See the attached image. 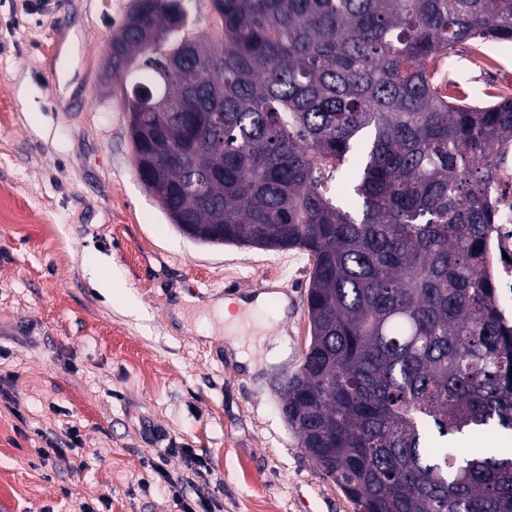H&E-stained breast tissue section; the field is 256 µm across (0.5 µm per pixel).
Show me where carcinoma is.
<instances>
[{"label":"carcinoma","instance_id":"cac0c4a2","mask_svg":"<svg viewBox=\"0 0 512 512\" xmlns=\"http://www.w3.org/2000/svg\"><path fill=\"white\" fill-rule=\"evenodd\" d=\"M212 4L215 37L186 33L180 0H135L112 36V76L151 73L124 94L141 182L209 245L313 257L280 411L356 512H512V459L448 452L512 432V327L480 245L512 96L450 100L427 68L512 42V0Z\"/></svg>","mask_w":512,"mask_h":512}]
</instances>
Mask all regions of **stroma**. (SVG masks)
Instances as JSON below:
<instances>
[{"label":"stroma","mask_w":512,"mask_h":512,"mask_svg":"<svg viewBox=\"0 0 512 512\" xmlns=\"http://www.w3.org/2000/svg\"><path fill=\"white\" fill-rule=\"evenodd\" d=\"M133 3L0 0V187L36 220L0 224V512H179L144 462L180 474L185 448L212 470L186 495L217 512H356L279 409L278 384L310 342L312 257L191 241L137 175L105 66ZM491 49L490 66L449 54L435 82L456 99L499 95L512 44ZM266 284L286 300L237 332L243 365L211 306L226 287ZM71 427L77 455L39 436Z\"/></svg>","instance_id":"stroma-1"}]
</instances>
